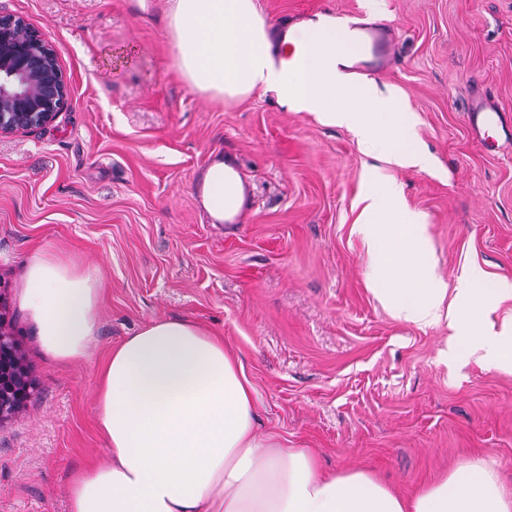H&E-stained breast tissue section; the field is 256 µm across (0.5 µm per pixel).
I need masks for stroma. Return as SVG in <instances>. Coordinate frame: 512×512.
<instances>
[{"label":"stroma","mask_w":512,"mask_h":512,"mask_svg":"<svg viewBox=\"0 0 512 512\" xmlns=\"http://www.w3.org/2000/svg\"><path fill=\"white\" fill-rule=\"evenodd\" d=\"M273 24L320 10L395 33L401 91L432 163L401 168L273 95L221 103L169 64L158 0H0L52 43L70 88L41 129L0 138V302L30 365V397L0 424V512H68L73 473L108 460L98 370L142 325L183 317L241 359L260 431L314 449L324 470H373L414 488L480 457L512 479V374L445 364L446 323L393 318L369 289L356 233L375 182L400 183L427 217L449 288L480 266L512 284V139L486 151L467 121L474 92L512 117V0H259ZM236 162L250 202L212 223L196 184ZM48 250L97 269L100 330L88 359L48 356L23 301L28 259Z\"/></svg>","instance_id":"stroma-1"}]
</instances>
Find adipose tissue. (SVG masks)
Listing matches in <instances>:
<instances>
[{
    "label": "adipose tissue",
    "instance_id": "adipose-tissue-1",
    "mask_svg": "<svg viewBox=\"0 0 512 512\" xmlns=\"http://www.w3.org/2000/svg\"><path fill=\"white\" fill-rule=\"evenodd\" d=\"M355 50L349 32L314 22L280 32L258 0H166L162 36L188 87L218 100L274 93L280 108L316 112L355 131L403 167H426L412 115L395 89L352 81L313 41ZM387 116L377 129L371 113ZM223 158L201 177L200 203L214 223L233 217L242 192L224 193ZM357 229L371 255L373 294L420 328L447 322L445 357H479L512 370V319L488 315L512 297L471 266L447 304L448 289L428 259L426 218L409 211L401 186L383 183L363 200ZM101 282L53 252L27 264L24 304L42 349L79 363L99 334ZM257 396L223 337L187 318H162L113 346L99 370L95 417L109 460L75 472L69 512H512V489L480 459L455 464L406 495L372 472H323L308 448H286L257 432Z\"/></svg>",
    "mask_w": 512,
    "mask_h": 512
}]
</instances>
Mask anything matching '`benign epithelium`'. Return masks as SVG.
Instances as JSON below:
<instances>
[{
  "mask_svg": "<svg viewBox=\"0 0 512 512\" xmlns=\"http://www.w3.org/2000/svg\"><path fill=\"white\" fill-rule=\"evenodd\" d=\"M70 89L53 46L25 19L0 11V136L52 124ZM32 389L26 355L0 314V424Z\"/></svg>",
  "mask_w": 512,
  "mask_h": 512,
  "instance_id": "obj_1",
  "label": "benign epithelium"
}]
</instances>
